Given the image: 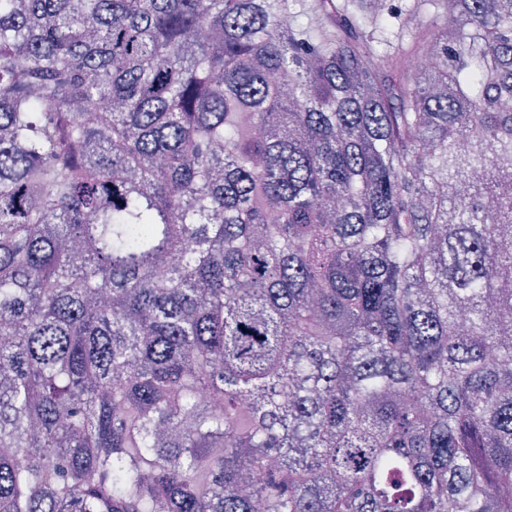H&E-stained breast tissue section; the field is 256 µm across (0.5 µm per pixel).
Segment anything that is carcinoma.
Masks as SVG:
<instances>
[{
    "mask_svg": "<svg viewBox=\"0 0 512 512\" xmlns=\"http://www.w3.org/2000/svg\"><path fill=\"white\" fill-rule=\"evenodd\" d=\"M0 0V512H512V0Z\"/></svg>",
    "mask_w": 512,
    "mask_h": 512,
    "instance_id": "1",
    "label": "carcinoma"
}]
</instances>
